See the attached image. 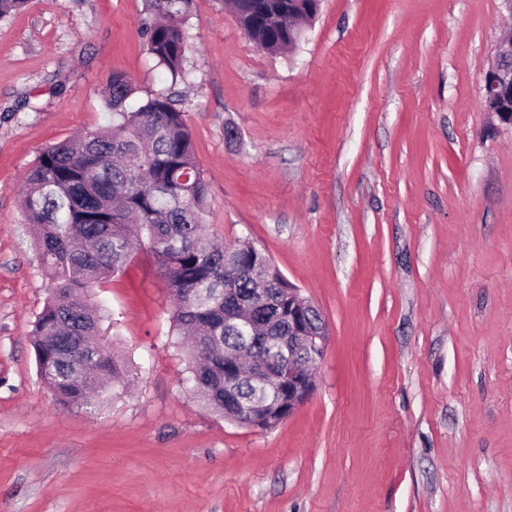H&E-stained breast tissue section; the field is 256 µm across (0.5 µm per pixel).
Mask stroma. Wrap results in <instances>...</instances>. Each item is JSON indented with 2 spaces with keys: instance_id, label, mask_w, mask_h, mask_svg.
Wrapping results in <instances>:
<instances>
[{
  "instance_id": "35a3bbf8",
  "label": "stroma",
  "mask_w": 512,
  "mask_h": 512,
  "mask_svg": "<svg viewBox=\"0 0 512 512\" xmlns=\"http://www.w3.org/2000/svg\"><path fill=\"white\" fill-rule=\"evenodd\" d=\"M144 17L145 0H26L0 19V512H512V129L481 97L512 33L501 0H322L289 54L194 0L177 84ZM115 73L133 109L175 92L207 233L252 242L322 314L314 391L273 430L185 391L144 247L88 295L127 392L65 410L37 373L49 289L23 178L111 125Z\"/></svg>"
}]
</instances>
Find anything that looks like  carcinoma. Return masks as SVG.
<instances>
[{
	"mask_svg": "<svg viewBox=\"0 0 512 512\" xmlns=\"http://www.w3.org/2000/svg\"><path fill=\"white\" fill-rule=\"evenodd\" d=\"M193 2L147 0L141 35L174 82L186 75ZM237 8L245 35L272 54L295 50L290 27L310 21L261 0H240ZM134 92L127 77L112 75L104 95L112 125L46 147L26 173L21 208L50 291L32 329L37 370L64 409L95 408L120 391L125 368L102 342V315L86 294L120 275L133 242H145L175 303L173 331L192 336L185 384L204 407L235 422L238 410L269 402L247 372L275 355L269 337L288 328V305L268 327L266 305L256 308L257 328L241 351L244 375L226 391L224 359L234 355L242 331L224 319V302L247 305L259 288L274 300L288 283L251 243H211L208 186L183 111L165 93L130 111ZM226 396L236 409L224 407Z\"/></svg>",
	"mask_w": 512,
	"mask_h": 512,
	"instance_id": "carcinoma-1",
	"label": "carcinoma"
}]
</instances>
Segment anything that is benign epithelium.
<instances>
[{"instance_id":"7a95c632","label":"benign epithelium","mask_w":512,"mask_h":512,"mask_svg":"<svg viewBox=\"0 0 512 512\" xmlns=\"http://www.w3.org/2000/svg\"><path fill=\"white\" fill-rule=\"evenodd\" d=\"M482 99L484 109L495 114L501 123L512 127V41L500 40L492 63L483 74ZM315 310L299 288L288 289V335L277 339V352L287 360H269L265 376L254 381L269 386L281 398L284 418L292 416L312 393L311 378L293 368L288 360L304 351L310 363L317 364L327 348V330L310 327L308 318Z\"/></svg>"}]
</instances>
